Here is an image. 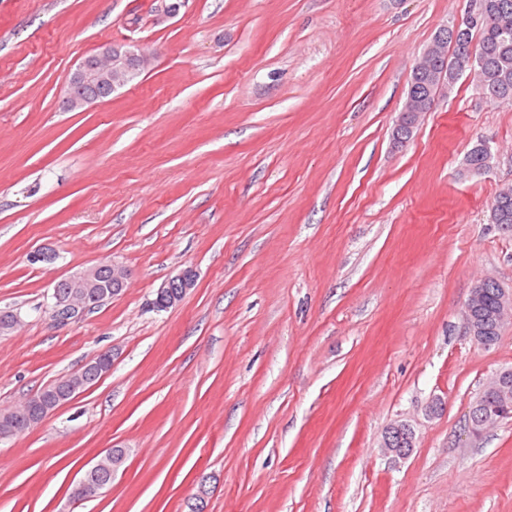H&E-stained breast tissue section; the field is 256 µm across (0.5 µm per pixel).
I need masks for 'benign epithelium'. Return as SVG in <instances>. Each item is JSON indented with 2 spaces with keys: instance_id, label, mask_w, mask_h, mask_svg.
Instances as JSON below:
<instances>
[{
  "instance_id": "benign-epithelium-1",
  "label": "benign epithelium",
  "mask_w": 512,
  "mask_h": 512,
  "mask_svg": "<svg viewBox=\"0 0 512 512\" xmlns=\"http://www.w3.org/2000/svg\"><path fill=\"white\" fill-rule=\"evenodd\" d=\"M146 55L139 49L126 46L122 49L107 46L101 51L85 58L69 81L66 109L75 111L93 103V100L81 94L83 86L100 83L108 86L115 92L120 88L134 82L144 71ZM419 113L400 112L395 120V127L412 134L418 122ZM93 272L78 273L70 278L72 287L76 292L71 294L55 293L50 306L51 315L60 323H68L83 318L93 306L103 303L106 299L120 293L127 282V271L118 264H112V284L102 286L97 293L89 298L82 292V288L93 287ZM196 271L191 267H184L171 275L158 288L155 302L158 306L169 309L179 304L187 292L194 287ZM489 279L484 278L474 283L463 310L464 333L477 342L483 339L484 328L477 317L482 305L486 284ZM512 386V369H503L493 376L490 387L496 390L502 399H507L508 389ZM500 417L486 415L480 419L468 420V431L477 435L487 428L497 424ZM396 435L402 450L387 449L391 456L399 452L408 453L416 447V434L406 423L396 425Z\"/></svg>"
}]
</instances>
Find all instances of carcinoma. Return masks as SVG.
I'll use <instances>...</instances> for the list:
<instances>
[{
	"instance_id": "cac0c4a2",
	"label": "carcinoma",
	"mask_w": 512,
	"mask_h": 512,
	"mask_svg": "<svg viewBox=\"0 0 512 512\" xmlns=\"http://www.w3.org/2000/svg\"><path fill=\"white\" fill-rule=\"evenodd\" d=\"M488 8L484 21L478 27L462 28L456 39H448L444 45L436 46L432 56V67L427 73L415 75L406 91V101L414 112H428L435 102L432 79L443 63L452 70L447 90H453L462 77L472 78L476 89L488 101L502 103L512 101V0H487ZM487 152L484 143H476L467 153L466 165L474 175L487 173ZM489 221L500 229L512 234V189L500 191L489 208ZM502 284H489L480 315L484 334L489 345L493 346L501 338L502 324L495 317L498 297ZM100 379L95 366L88 363L73 373L65 374L39 391L51 394L65 388L83 392L94 386ZM501 404V399L493 391H485L476 396L470 411L475 412L486 406L493 409ZM32 410H20L6 418H0V439L13 429L21 434L29 427Z\"/></svg>"
}]
</instances>
